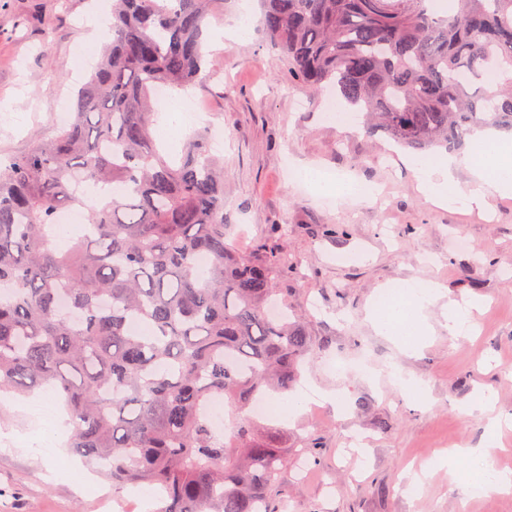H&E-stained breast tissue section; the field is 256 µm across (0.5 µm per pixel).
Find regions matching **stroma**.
<instances>
[{"label": "stroma", "mask_w": 512, "mask_h": 512, "mask_svg": "<svg viewBox=\"0 0 512 512\" xmlns=\"http://www.w3.org/2000/svg\"><path fill=\"white\" fill-rule=\"evenodd\" d=\"M111 0H0V100L12 103L0 127V159L27 153L33 133L52 137L59 109L73 110L85 68L73 51L87 33L86 14ZM261 0H227L210 17L204 47L223 69L192 94L207 114L187 119L166 144L180 153L189 136L216 125L224 133V224L242 254L287 259L279 280L288 305L305 317L310 338L293 387L301 408L265 418L288 450V466L271 494L275 512H512V493L472 496L467 475L450 478L439 460L449 445L482 450L487 416L470 409L492 388L497 413L512 416V195L495 197L492 213L437 209L416 189L409 150L391 146L363 118L342 129L327 120L326 93L296 81L287 57L263 31ZM247 28L242 41L216 32ZM336 171L375 186L373 202L330 199L292 181L294 164ZM468 249L453 244L456 234ZM412 278L440 283L429 306L433 333L403 349L376 331L366 312L377 293ZM477 301L473 334L450 335L448 302ZM349 363L345 373L336 361ZM337 402L326 401V394ZM48 394L39 408L0 395V512H122L125 491L103 478L86 483L68 441H56ZM320 458L302 470L306 450ZM70 468L57 473L60 461ZM435 469L423 485L410 465Z\"/></svg>", "instance_id": "1"}]
</instances>
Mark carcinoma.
Here are the masks:
<instances>
[{
  "mask_svg": "<svg viewBox=\"0 0 512 512\" xmlns=\"http://www.w3.org/2000/svg\"><path fill=\"white\" fill-rule=\"evenodd\" d=\"M222 2L112 0L71 123L0 162V391L52 387L76 452L115 487H162L160 512H273L288 449L248 417L219 432L206 407L290 390L308 349L280 261L225 241L205 139L172 163L155 136V85L186 92L218 69L200 40ZM265 2L298 80L335 87L395 144L451 151L477 128L512 130V0H448L446 15L425 0ZM79 181L129 189L90 201ZM79 208L91 232L57 246L48 226Z\"/></svg>",
  "mask_w": 512,
  "mask_h": 512,
  "instance_id": "cac0c4a2",
  "label": "carcinoma"
}]
</instances>
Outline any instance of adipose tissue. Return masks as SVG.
<instances>
[{"mask_svg":"<svg viewBox=\"0 0 512 512\" xmlns=\"http://www.w3.org/2000/svg\"><path fill=\"white\" fill-rule=\"evenodd\" d=\"M419 191L432 205L439 208L462 206L484 209L491 197L512 194V142L507 138L484 131H475L470 137L467 154L461 157L436 154L409 162ZM469 168L472 179L460 182V168ZM291 177L311 184L318 192L336 196H354L368 200L373 196L370 186L350 178L336 184L325 182L318 172L306 165L294 166ZM390 303L375 302L368 319L380 332H390L394 324H401L407 335L426 336L432 326L426 315L430 305L442 297L440 288L431 283L408 280L392 289ZM449 475L464 473L478 467L483 475L482 490L488 494L512 490V474L499 470L491 454L475 457L473 449L454 448L445 458Z\"/></svg>","mask_w":512,"mask_h":512,"instance_id":"1","label":"adipose tissue"}]
</instances>
